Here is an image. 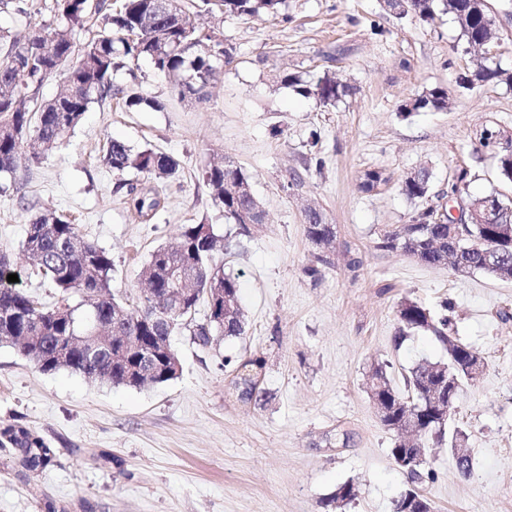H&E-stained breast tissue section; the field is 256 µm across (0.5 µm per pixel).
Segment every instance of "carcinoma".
<instances>
[{
	"label": "carcinoma",
	"mask_w": 512,
	"mask_h": 512,
	"mask_svg": "<svg viewBox=\"0 0 512 512\" xmlns=\"http://www.w3.org/2000/svg\"><path fill=\"white\" fill-rule=\"evenodd\" d=\"M154 3L155 0H55L63 25L32 33L0 34V175L12 173L9 164L15 163L21 151L28 152L34 162L53 151L74 130L95 99L105 101L119 96L130 109L154 106V100L130 93L112 82L113 73L132 60L150 59L154 68L169 78L180 99L207 100L216 65L231 61L220 32L214 27L197 26L188 18L172 25L153 13ZM284 3L285 0H194L188 4L186 0H170V8L177 16H186L189 9L195 8L218 20L225 15L246 17L260 11L276 14ZM458 5L469 14L468 25L458 27L461 47L485 37L491 23L488 13L474 7L471 0H412L410 11L427 23L440 13L448 15L454 23ZM76 31L90 37L78 43L73 37ZM58 73L66 75L67 91L74 94V101L39 98L43 82ZM505 75L494 63L479 66L476 71V77L483 83L502 81ZM282 82L324 106H333L354 93L353 87L328 75L313 84L292 73L284 75ZM447 107L448 90L437 86L415 97L413 106L402 107L401 113ZM102 161L118 174L135 171L165 182L177 180L180 173V162L173 157L152 149L134 151L117 139L110 140ZM238 175H243V171L228 162L203 170V180L215 205L222 209L225 219L240 225L243 214L260 206L246 193L224 195L225 178ZM123 187L127 188L126 203L139 216L148 217L158 208L159 200L152 189L118 184V188ZM429 189L430 173L426 169L405 177L400 186L409 200L427 198ZM306 218V236L319 249L315 259L328 265L336 226L322 223L315 210L307 212ZM456 231L468 240L482 239L502 251L500 263L488 264L480 248L462 249L458 256L448 254V236ZM218 242L212 225H186L176 246L159 247L152 252L141 271L144 302L131 307L112 292L111 254L85 241L77 225L68 218L54 212L41 213L28 224L26 256L64 297L76 294L80 303L75 307L67 303L45 306L7 281V275L14 270L0 261V343L15 344L18 337H28L22 354L46 373L65 369L85 377L94 371L95 380L130 388L167 383L182 369L177 352L167 342L168 322L177 327H192L194 342L203 349L210 347L217 336L238 337L245 332L238 278L212 265ZM375 248L405 252L428 266L449 264L456 270L467 267L501 280H512V238L502 241L495 229L483 225L452 226L448 216L433 207L418 211L408 224L382 230ZM190 277L198 280L200 288L199 294L188 298L191 304L199 305L201 297L210 290L221 303L230 305L222 323L213 322L206 327L194 321V312L188 310L182 315L171 313L167 319L147 325L145 318L148 310L154 308L155 297L165 288L181 287L183 280ZM396 317L394 348H400L409 333L424 330L432 332L446 352L445 359L422 361L403 375L402 391L388 376V364L378 363L370 368V397L384 410L383 425L401 439L410 407H426L431 393L448 378V365L453 360L464 362L470 345L448 335V318L437 316L422 302L401 301ZM125 338L154 348L155 359L145 363L131 350L122 352ZM225 363L232 372L227 395L241 403L258 397L263 358L254 355L227 359ZM425 418L421 447L445 441L453 446L468 440L464 430L455 427L440 431L432 422V414H425ZM0 448L18 451L23 466L30 471L43 470L53 463L54 452L47 441L19 423L0 428ZM402 471L407 483L417 490L434 480V472L427 468L425 460ZM355 498L353 483L345 482L336 486L328 504L346 505Z\"/></svg>",
	"instance_id": "cac0c4a2"
}]
</instances>
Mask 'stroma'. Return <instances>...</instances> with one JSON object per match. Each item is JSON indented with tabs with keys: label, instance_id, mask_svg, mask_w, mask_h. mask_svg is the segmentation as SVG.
<instances>
[{
	"label": "stroma",
	"instance_id": "stroma-1",
	"mask_svg": "<svg viewBox=\"0 0 512 512\" xmlns=\"http://www.w3.org/2000/svg\"><path fill=\"white\" fill-rule=\"evenodd\" d=\"M53 4L34 0L27 15L0 6V29L58 25ZM220 31L233 60L220 65L205 102L179 100L149 60L132 62L113 81L154 106L92 102L47 157L18 161L0 190V256L21 269L26 292L57 302L23 252L31 217L54 210L111 254L112 290L136 306L150 254L184 225L205 222L224 240L215 264L238 278L245 333L202 349L190 328H177L170 342L181 374L142 389L44 373L0 345V426L25 425L56 454L53 467L29 472L0 448V512H42L48 499L59 512H393L407 479L390 457L395 435L369 397V367L388 363L399 386L419 360L445 356L423 331L394 348L405 298L446 310L449 334L485 359L452 418L469 436L473 472L459 478L448 448H429L436 478L422 491L437 512H512V281L374 248L382 229L418 210L399 183L419 168L431 170L427 202L440 209L455 207L451 185L463 168L468 196L512 198L497 150L483 140L512 132V83L460 87L473 64L456 48V27L396 18L380 0H286L275 15L224 18ZM286 73L332 74L354 93L326 107L282 84ZM435 86L447 88V110L399 115L405 100ZM113 138L181 164L177 181L158 184L152 217L124 204L102 162ZM223 158L246 173L267 212L246 236L202 179ZM371 171L385 181L367 190ZM309 205L336 227L330 263L315 277L305 272L316 254L305 233ZM250 354L266 362L263 395L244 404L224 393V360ZM346 481L356 498L326 505Z\"/></svg>",
	"mask_w": 512,
	"mask_h": 512
}]
</instances>
